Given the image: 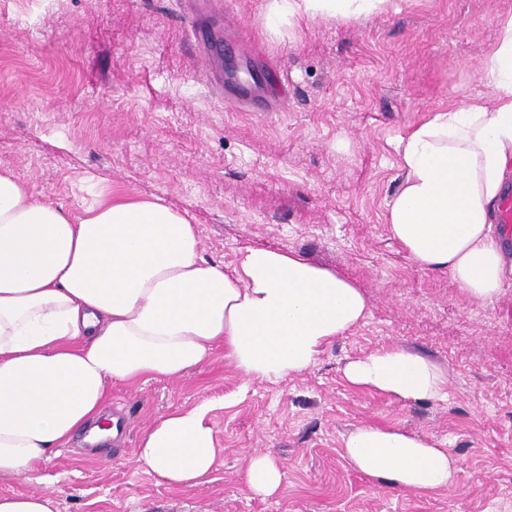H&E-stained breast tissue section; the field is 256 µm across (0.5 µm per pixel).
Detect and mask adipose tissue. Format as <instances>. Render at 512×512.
<instances>
[{"label":"adipose tissue","mask_w":512,"mask_h":512,"mask_svg":"<svg viewBox=\"0 0 512 512\" xmlns=\"http://www.w3.org/2000/svg\"><path fill=\"white\" fill-rule=\"evenodd\" d=\"M387 0H267L268 31L303 19L358 18ZM490 95L431 113L397 145L400 180L384 220L421 271L445 273L471 301L512 285V248L495 222L512 182V16L480 62ZM365 292L295 253L207 259L194 224L157 198L102 190L80 213L37 199L0 172V476L27 477L82 429L98 424L112 384L182 376L220 346L247 380L308 370L324 347L366 318ZM354 388L403 402L448 395L428 359L388 348L349 361ZM203 401L156 419L138 460L166 483L208 482L217 459ZM350 464L376 486L429 493L454 485L445 442L396 425H363L343 439ZM283 471L254 453L252 495L277 493Z\"/></svg>","instance_id":"ef3b65f1"}]
</instances>
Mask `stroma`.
Listing matches in <instances>:
<instances>
[{
    "instance_id": "35a3bbf8",
    "label": "stroma",
    "mask_w": 512,
    "mask_h": 512,
    "mask_svg": "<svg viewBox=\"0 0 512 512\" xmlns=\"http://www.w3.org/2000/svg\"><path fill=\"white\" fill-rule=\"evenodd\" d=\"M231 9L252 52L216 18L202 25L250 67L267 111L210 93L185 0H0V171L73 212L105 184L160 198L225 269L248 247L298 253L355 282L369 313L281 380H245L217 348L181 378L112 385L107 407L132 414L121 447L76 437L35 481L0 477V493L55 491L56 512H512V288L467 300L449 276L417 269L383 222L399 138L488 93L479 63L512 0H389L280 38L265 28V0ZM391 347L442 369L447 398L402 403L347 385L348 361ZM203 401L216 466L207 483L170 486L136 450L157 418ZM364 424L446 440L455 484L426 495L374 486L342 448ZM256 449L284 471L267 498L242 486Z\"/></svg>"
}]
</instances>
